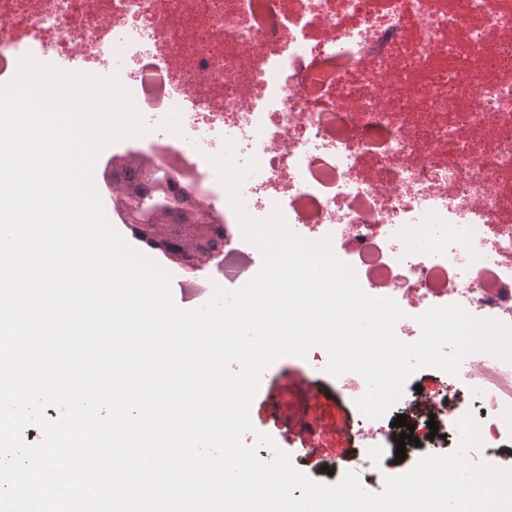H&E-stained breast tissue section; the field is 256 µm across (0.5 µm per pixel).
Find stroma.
Masks as SVG:
<instances>
[{"mask_svg":"<svg viewBox=\"0 0 512 512\" xmlns=\"http://www.w3.org/2000/svg\"><path fill=\"white\" fill-rule=\"evenodd\" d=\"M365 387L361 378L330 376L319 358H280L261 377L250 409L254 429L243 441L252 446L257 433L268 434L309 478L337 483L355 469L349 436L361 418L356 393Z\"/></svg>","mask_w":512,"mask_h":512,"instance_id":"1","label":"stroma"}]
</instances>
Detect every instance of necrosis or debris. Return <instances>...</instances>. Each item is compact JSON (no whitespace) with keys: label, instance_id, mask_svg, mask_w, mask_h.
<instances>
[{"label":"necrosis or debris","instance_id":"1","mask_svg":"<svg viewBox=\"0 0 512 512\" xmlns=\"http://www.w3.org/2000/svg\"><path fill=\"white\" fill-rule=\"evenodd\" d=\"M27 55L116 74L151 130L113 157L153 159L239 240L208 161L233 141L258 162L246 212L330 238L366 294L405 311L402 341L418 307L512 327V0H0V79ZM456 381L473 402L404 387L407 449L457 443L470 412V460L512 470V362L471 353ZM352 441L367 481L400 444L361 424Z\"/></svg>","mask_w":512,"mask_h":512}]
</instances>
